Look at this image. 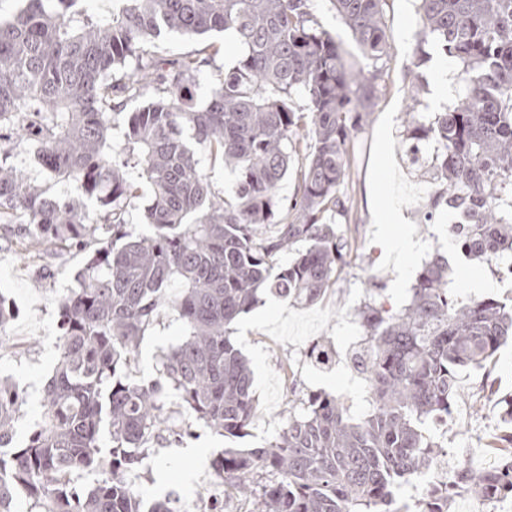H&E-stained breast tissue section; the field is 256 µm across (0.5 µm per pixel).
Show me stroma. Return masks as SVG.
Returning a JSON list of instances; mask_svg holds the SVG:
<instances>
[{"label":"stroma","instance_id":"obj_1","mask_svg":"<svg viewBox=\"0 0 512 512\" xmlns=\"http://www.w3.org/2000/svg\"><path fill=\"white\" fill-rule=\"evenodd\" d=\"M384 19L390 48L387 56L368 65L377 75L376 97L369 121L350 140L349 171L340 187L348 207L350 261L316 303H288L268 293L233 324L232 339L251 361L258 404L248 436L236 440V447L262 446L282 428L289 413L300 410L302 400L315 392L344 400L353 417L366 414L365 383L349 363L362 334L359 311L377 290L393 307L405 304L433 252L447 255L454 268L448 286L459 298L474 296L465 277L472 268L485 283L484 296L503 301L512 297L511 277L497 276L485 263L472 265L457 248L450 227L460 221L458 211L426 220V204L436 188L431 175L433 149L423 145L416 160L406 152L411 120L428 122L433 113L445 111L460 97L462 66L436 42L422 39L419 0H388ZM209 42L217 52L195 77L201 100L238 56L239 44L222 33L207 39L169 33L152 47L156 59L170 66ZM23 231L20 224H0V295L14 307L7 337L0 342V377L10 379L23 398L15 423L19 444L41 423L43 388L58 356V302L76 287L75 274L85 264L84 252L76 249L42 258L24 256L17 244ZM400 237L411 242V252L402 255L394 250L392 242ZM182 335L177 316L163 312L159 324L140 343L131 378L151 384L157 377L161 352ZM324 341L332 342L337 352L327 367L307 356L314 344ZM487 375L496 378L501 393L512 392V343L503 344L486 369H461L447 424L430 421L424 426L427 435L445 446L448 460L458 468L493 471L502 461L489 443L508 426L502 420L503 405L480 389ZM224 446L222 435L196 423L191 435L181 441L153 448L131 475L144 505L164 493L175 512H187L201 489L212 482V463Z\"/></svg>","mask_w":512,"mask_h":512}]
</instances>
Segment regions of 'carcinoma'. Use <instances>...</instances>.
<instances>
[{"label":"carcinoma","instance_id":"obj_1","mask_svg":"<svg viewBox=\"0 0 512 512\" xmlns=\"http://www.w3.org/2000/svg\"><path fill=\"white\" fill-rule=\"evenodd\" d=\"M86 0H25L0 20V224H28L30 255L95 243L78 287L59 301L58 368L45 386L42 423L21 446V401L0 381V512L20 494L39 512H143L129 478L160 441L190 426L169 425L166 398L188 422L224 437L247 433L256 409L253 372L231 324L269 291L295 303L319 299L347 264L350 245L329 211L339 194L347 144L368 118L375 86L364 62L388 53L387 0H332L360 56L309 12L310 0H112L102 16ZM421 31L465 66L456 106L414 125L411 155L436 143L429 209L460 208L459 249L492 263L512 254V0H421ZM231 32L241 53L205 102L186 80L206 58L187 56L167 72L148 50L164 32ZM157 95L127 114L124 144L107 156L120 94ZM302 95L308 113L292 109ZM22 134L53 180L76 181L98 202L96 218L70 197L49 195L9 162ZM236 176L215 190L201 155ZM297 190L279 186L295 158ZM151 198L134 227L129 207L141 184ZM304 250L286 266L279 256ZM181 320L182 339L160 356L145 386L124 378L161 311ZM367 348L353 358L370 411L352 418L334 396L308 397L263 448H226L213 472L224 494L251 512H400L395 489L428 469L440 444L422 426L447 420L457 371L482 368L512 340V306L492 297L458 300L448 258L434 252L399 310L368 303L359 312ZM491 446L496 471L461 470L423 496L421 512H448L452 497L478 491L512 498V431ZM98 472L92 486L82 474Z\"/></svg>","mask_w":512,"mask_h":512}]
</instances>
